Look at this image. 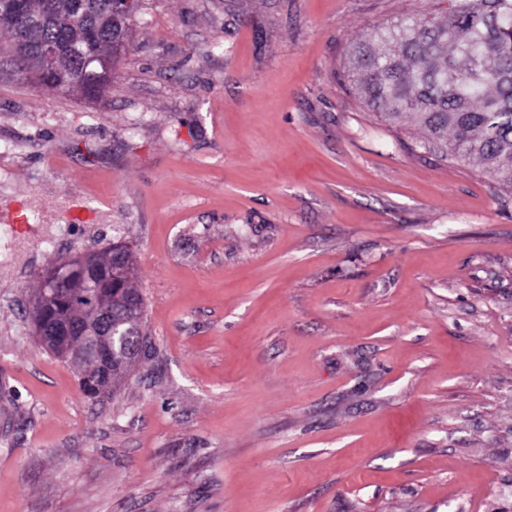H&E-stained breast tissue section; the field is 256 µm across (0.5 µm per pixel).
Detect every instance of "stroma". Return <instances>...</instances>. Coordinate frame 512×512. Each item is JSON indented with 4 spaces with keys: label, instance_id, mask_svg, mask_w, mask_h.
<instances>
[{
    "label": "stroma",
    "instance_id": "35a3bbf8",
    "mask_svg": "<svg viewBox=\"0 0 512 512\" xmlns=\"http://www.w3.org/2000/svg\"><path fill=\"white\" fill-rule=\"evenodd\" d=\"M98 100L0 52V512H512V191L338 77L429 0H147ZM130 242L153 353L86 395L49 262Z\"/></svg>",
    "mask_w": 512,
    "mask_h": 512
}]
</instances>
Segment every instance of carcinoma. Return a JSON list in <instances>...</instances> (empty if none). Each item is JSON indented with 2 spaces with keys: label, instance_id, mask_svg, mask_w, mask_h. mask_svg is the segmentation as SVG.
<instances>
[{
  "label": "carcinoma",
  "instance_id": "obj_1",
  "mask_svg": "<svg viewBox=\"0 0 512 512\" xmlns=\"http://www.w3.org/2000/svg\"><path fill=\"white\" fill-rule=\"evenodd\" d=\"M81 8L75 9V2ZM115 0H0L4 51L20 70L37 66L40 44L53 42L56 58L43 81L55 92L96 98L115 73L102 65L116 40L131 41L133 27L112 26ZM343 76L352 92L392 127L413 125L424 133L419 146L461 162L476 159L498 185L512 190V0H448L373 26L350 43ZM97 261L74 278L49 286L41 277L32 298L62 329L43 343L69 361L83 348L74 323L84 313L82 294L93 291L112 302V320L122 322L142 298L136 258L117 241L95 252ZM136 361L103 374L97 366L73 363L84 392L93 398L116 393Z\"/></svg>",
  "mask_w": 512,
  "mask_h": 512
}]
</instances>
